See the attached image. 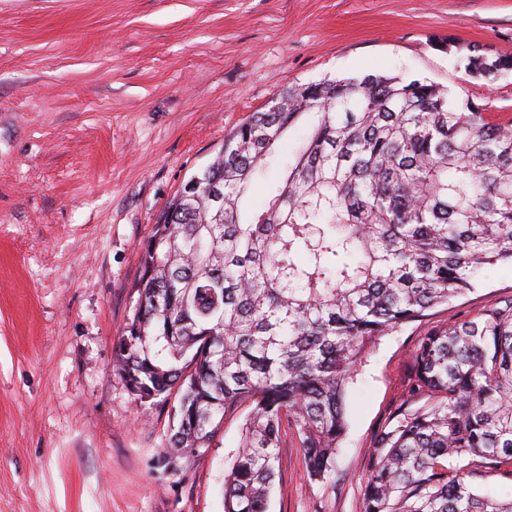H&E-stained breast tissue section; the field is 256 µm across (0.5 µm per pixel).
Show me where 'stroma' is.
<instances>
[{
  "label": "stroma",
  "instance_id": "stroma-1",
  "mask_svg": "<svg viewBox=\"0 0 512 512\" xmlns=\"http://www.w3.org/2000/svg\"><path fill=\"white\" fill-rule=\"evenodd\" d=\"M512 55V0H0V512H224L247 406L207 453L169 449L176 398L136 406L112 349L141 248L226 134L281 90L400 74L512 120V71L473 80L440 39ZM304 127L249 203L261 206ZM512 296V267L381 338L354 375L336 487L282 438L269 512H360L375 433L423 336Z\"/></svg>",
  "mask_w": 512,
  "mask_h": 512
}]
</instances>
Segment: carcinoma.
<instances>
[{
    "mask_svg": "<svg viewBox=\"0 0 512 512\" xmlns=\"http://www.w3.org/2000/svg\"><path fill=\"white\" fill-rule=\"evenodd\" d=\"M448 47L471 79L512 71V56ZM277 98L227 133L195 198L162 211L113 347L135 402L177 396L180 452H206L226 412L249 403L224 512H267L287 427L308 476L336 484L356 365L483 270L512 265V121L398 75ZM310 113L276 192L245 211L266 158ZM412 363L403 405L374 436L360 512H512V498L470 483L512 477V297L431 330Z\"/></svg>",
    "mask_w": 512,
    "mask_h": 512,
    "instance_id": "carcinoma-1",
    "label": "carcinoma"
}]
</instances>
